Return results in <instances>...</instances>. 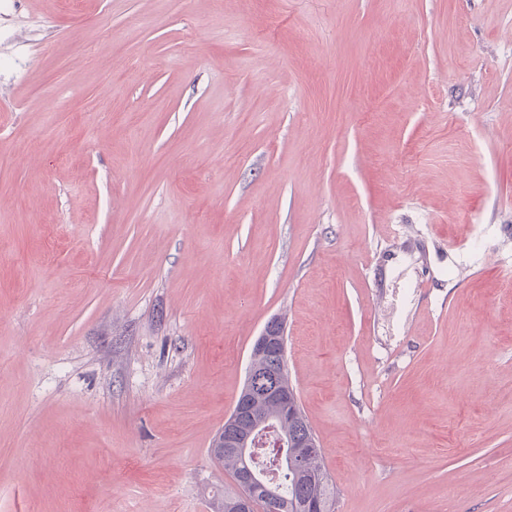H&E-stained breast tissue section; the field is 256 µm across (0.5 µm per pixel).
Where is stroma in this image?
<instances>
[{
    "label": "stroma",
    "mask_w": 512,
    "mask_h": 512,
    "mask_svg": "<svg viewBox=\"0 0 512 512\" xmlns=\"http://www.w3.org/2000/svg\"><path fill=\"white\" fill-rule=\"evenodd\" d=\"M273 317L336 512H512V0H0V512H213ZM277 323L278 320L275 319L264 328L256 339L252 350H258L263 353L270 348L276 347L281 352V355H284L286 348L285 334L283 330L277 329Z\"/></svg>",
    "instance_id": "obj_1"
}]
</instances>
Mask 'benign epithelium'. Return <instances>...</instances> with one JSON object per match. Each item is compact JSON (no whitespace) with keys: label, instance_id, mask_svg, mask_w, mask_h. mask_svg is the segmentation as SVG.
<instances>
[{"label":"benign epithelium","instance_id":"benign-epithelium-1","mask_svg":"<svg viewBox=\"0 0 512 512\" xmlns=\"http://www.w3.org/2000/svg\"><path fill=\"white\" fill-rule=\"evenodd\" d=\"M277 323L278 320L275 319L264 328L256 339L253 349L263 353L275 347L280 352H285V334L284 331L277 329ZM246 406L247 402L244 400L235 405L231 415L224 422V437L218 440L217 447L224 449L229 455L245 460L253 455L259 435L272 432L276 436L278 446L294 448L290 456V464L297 468L304 467L309 449L316 447L315 442L310 439L300 443L290 441L288 437L279 433L275 424L267 420L256 425L243 426V419L247 417ZM238 483L246 489V494L240 500L239 509L242 512H251L253 496L258 491V485L262 484L261 474L247 466L241 472Z\"/></svg>","mask_w":512,"mask_h":512}]
</instances>
